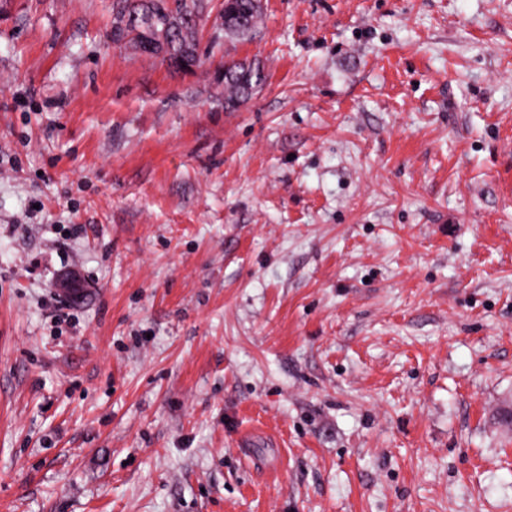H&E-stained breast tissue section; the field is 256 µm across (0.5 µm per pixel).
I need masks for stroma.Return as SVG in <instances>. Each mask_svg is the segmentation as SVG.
Segmentation results:
<instances>
[{
	"mask_svg": "<svg viewBox=\"0 0 512 512\" xmlns=\"http://www.w3.org/2000/svg\"><path fill=\"white\" fill-rule=\"evenodd\" d=\"M260 4L0 0V512H512V0ZM205 0H118L119 11L114 18V37L117 41L129 38L138 47L139 39L154 27L161 31L164 26L172 38L166 47L151 57L161 56L162 63L181 56L188 57L200 66L204 55L199 51L197 18L202 15ZM190 16V20L187 17ZM152 20V22H150ZM259 0H224V33L248 36L258 25ZM264 77L258 67L240 62H226L224 65V107L235 109L247 101Z\"/></svg>",
	"mask_w": 512,
	"mask_h": 512,
	"instance_id": "obj_1",
	"label": "stroma"
}]
</instances>
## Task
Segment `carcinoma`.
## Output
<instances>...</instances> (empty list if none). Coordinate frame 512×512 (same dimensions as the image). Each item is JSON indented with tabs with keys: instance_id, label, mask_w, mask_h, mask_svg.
<instances>
[{
	"instance_id": "cac0c4a2",
	"label": "carcinoma",
	"mask_w": 512,
	"mask_h": 512,
	"mask_svg": "<svg viewBox=\"0 0 512 512\" xmlns=\"http://www.w3.org/2000/svg\"><path fill=\"white\" fill-rule=\"evenodd\" d=\"M117 4L116 40L127 38L136 44L150 28H165L172 38L151 56L163 62L181 56L199 65L203 63L196 17L203 13L205 0H117ZM260 15L259 0H224V33L247 36L257 27ZM262 81V72L257 67L234 61L224 63V108L234 109L247 101Z\"/></svg>"
}]
</instances>
